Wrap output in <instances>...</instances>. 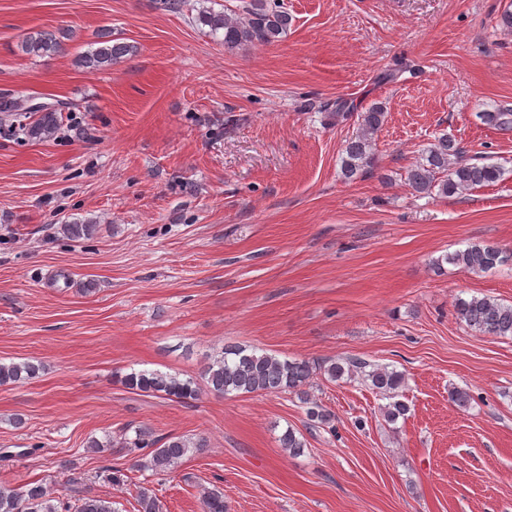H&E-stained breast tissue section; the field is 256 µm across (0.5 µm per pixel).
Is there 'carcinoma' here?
Instances as JSON below:
<instances>
[{
    "mask_svg": "<svg viewBox=\"0 0 512 512\" xmlns=\"http://www.w3.org/2000/svg\"><path fill=\"white\" fill-rule=\"evenodd\" d=\"M196 21L209 28V33L233 51L248 45H270L288 30L291 17L277 3L270 0H249L238 9L201 7ZM73 37L68 29L56 31L36 29L26 34L21 50L27 55L44 57L63 49L64 41ZM136 47L128 43H114L104 34L94 42V47L79 58V65L89 73L112 67L120 59L133 54ZM35 111L20 101L1 96L0 113L4 115L31 114ZM30 123H21L18 133L26 139H50L60 126L58 111L42 108ZM357 118V131L342 148L340 171L342 177L352 181L374 166L373 136L383 126L386 118L384 106L373 104L366 111L354 114L346 104L338 102L327 113V121L343 123ZM482 123L501 131L512 130V108L503 106L493 112H480ZM504 169L495 164L473 162L464 156L455 139L446 134L435 138L427 148L422 162L407 170L404 181L418 196L461 195L477 187L498 182ZM63 231L75 240L87 239L96 231L94 224H66ZM444 262L468 272H489L512 262V251L495 243L472 242L444 257ZM456 315L467 327L478 334L512 338V304H505L489 297L472 296L455 302ZM40 365L32 362H0V386L24 384L38 377ZM321 371L332 381L359 380L375 394L386 400L380 407L385 422L395 423L409 412V406L399 399L405 386V375L393 368L371 364L360 358H339L318 366L300 359L279 358L267 352L239 346L223 348L208 364L204 372L207 388L217 395L268 394L289 392L298 396L305 405L309 425H326L333 419L321 403L313 400L305 387L316 371ZM120 382L129 390L165 396L180 402L196 399L199 393L195 380L181 379L176 374L158 370L132 371ZM135 437L114 443L96 439L87 442L89 448L150 449L149 461L142 467L154 471H170L178 467L191 449L204 447V440L191 441L184 437L156 438L148 428L138 427ZM280 445L292 455L304 452L305 440L293 428H287L279 437ZM138 512H161V505L150 489L142 487L137 494ZM0 512H116L112 502L101 497L81 494L76 484H71L69 498L62 499L41 482L25 485L17 491L0 486Z\"/></svg>",
    "mask_w": 512,
    "mask_h": 512,
    "instance_id": "1",
    "label": "carcinoma"
}]
</instances>
